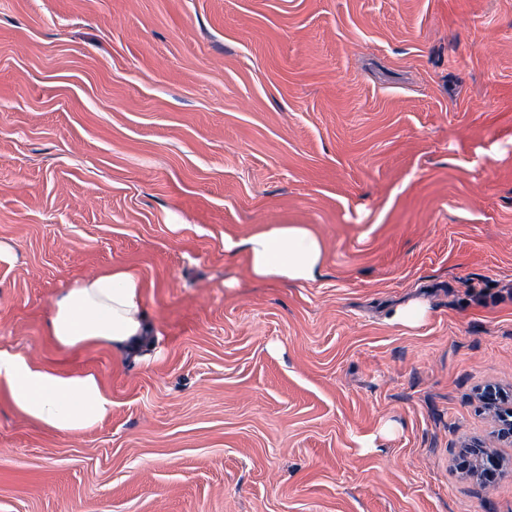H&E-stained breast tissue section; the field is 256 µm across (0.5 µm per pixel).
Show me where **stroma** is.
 Instances as JSON below:
<instances>
[{"mask_svg": "<svg viewBox=\"0 0 512 512\" xmlns=\"http://www.w3.org/2000/svg\"><path fill=\"white\" fill-rule=\"evenodd\" d=\"M275 224L316 281L249 275ZM0 248V347L112 396L68 436L0 388V512H512V0H0ZM115 265L139 363L46 331ZM249 274L313 282L324 263L322 239L305 224H276L250 235L243 243ZM427 316V307L418 300H411L397 307L390 320L402 327L415 329L425 323Z\"/></svg>", "mask_w": 512, "mask_h": 512, "instance_id": "35a3bbf8", "label": "stroma"}]
</instances>
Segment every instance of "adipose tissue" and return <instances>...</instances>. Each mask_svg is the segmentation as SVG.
Returning <instances> with one entry per match:
<instances>
[{
	"mask_svg": "<svg viewBox=\"0 0 512 512\" xmlns=\"http://www.w3.org/2000/svg\"><path fill=\"white\" fill-rule=\"evenodd\" d=\"M250 275L293 282L315 281L324 263L322 239L304 224H277L243 243ZM46 331L63 349L107 343L140 359L151 346L145 283L123 266L73 280L52 299ZM0 386L26 419L64 435L101 424L112 413V397L91 370L66 371L0 348Z\"/></svg>",
	"mask_w": 512,
	"mask_h": 512,
	"instance_id": "obj_1",
	"label": "adipose tissue"
}]
</instances>
